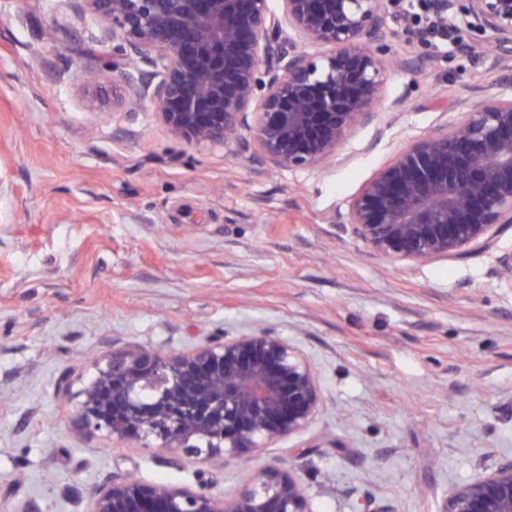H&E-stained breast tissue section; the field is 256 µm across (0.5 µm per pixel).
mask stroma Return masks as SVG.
<instances>
[{
  "label": "stroma",
  "mask_w": 512,
  "mask_h": 512,
  "mask_svg": "<svg viewBox=\"0 0 512 512\" xmlns=\"http://www.w3.org/2000/svg\"><path fill=\"white\" fill-rule=\"evenodd\" d=\"M411 59L397 109L357 127L335 161L270 169L237 146L175 143L121 86L79 82L82 45L112 25L77 0H0V512H86L107 477L232 497L291 470L311 512H439L512 456V224L462 259L373 255L341 223L350 200L463 103L512 92L492 57L438 53L388 19ZM265 329L313 365L302 432L241 464L78 430L58 390L111 352L178 353Z\"/></svg>",
  "instance_id": "obj_1"
}]
</instances>
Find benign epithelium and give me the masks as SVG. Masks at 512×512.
I'll return each mask as SVG.
<instances>
[{"label":"benign epithelium","instance_id":"obj_1","mask_svg":"<svg viewBox=\"0 0 512 512\" xmlns=\"http://www.w3.org/2000/svg\"><path fill=\"white\" fill-rule=\"evenodd\" d=\"M112 22L110 81L149 103L171 139L234 142L269 168L336 158L381 112L388 0H82ZM448 25L488 37L512 84V0H433ZM247 131L249 136L241 135ZM347 223L395 262L459 259L512 224V95L419 137L348 205ZM77 421L201 460L245 459L306 428L320 403L313 365L267 330L207 337L178 354L116 352L79 392ZM88 512H310L299 481L268 467L231 498L200 477L188 488L106 479ZM440 512H512V459L455 488Z\"/></svg>","mask_w":512,"mask_h":512}]
</instances>
